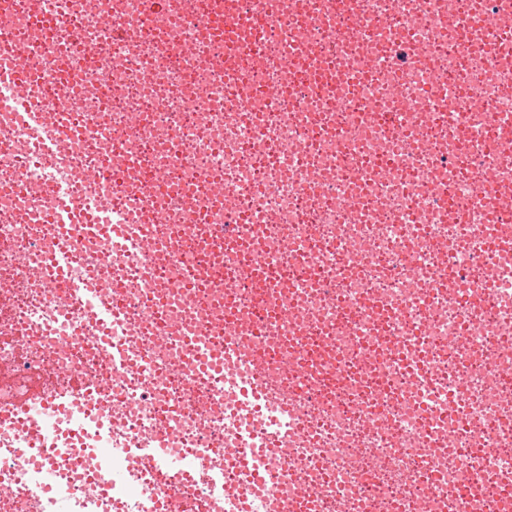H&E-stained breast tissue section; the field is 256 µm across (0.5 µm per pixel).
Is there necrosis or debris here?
<instances>
[{"instance_id":"necrosis-or-debris-1","label":"necrosis or debris","mask_w":512,"mask_h":512,"mask_svg":"<svg viewBox=\"0 0 512 512\" xmlns=\"http://www.w3.org/2000/svg\"><path fill=\"white\" fill-rule=\"evenodd\" d=\"M255 0L246 31L211 41L225 0H17L0 41L29 44L32 89L48 118L72 125L41 167L39 128L0 107V512H512V257L486 254L495 280L472 288L474 242L512 238V63L455 20L478 13L512 31L502 0ZM359 16L358 25L350 17ZM79 29L64 44L59 31ZM355 42L345 71L334 68ZM75 70L61 86L62 60ZM308 68L324 93L263 95ZM99 177L87 185L85 170ZM171 184L150 191L157 170ZM63 180L129 210L151 247L119 258L88 224L56 277L46 249L55 200L16 189ZM437 177L443 196L426 193ZM462 210L463 224L445 221ZM223 224L256 246L203 237ZM263 281L244 276L251 264ZM99 296L108 320L74 300ZM247 327L267 401L287 390L288 421L244 423L255 405L235 379L200 375L224 354L226 303ZM288 316L258 336L270 313ZM127 354L125 363L111 351ZM64 403L45 451L21 437L20 406ZM246 429L284 471L268 492L238 464ZM201 463L171 478L138 455L158 433ZM122 483L98 485L102 438Z\"/></svg>"}]
</instances>
